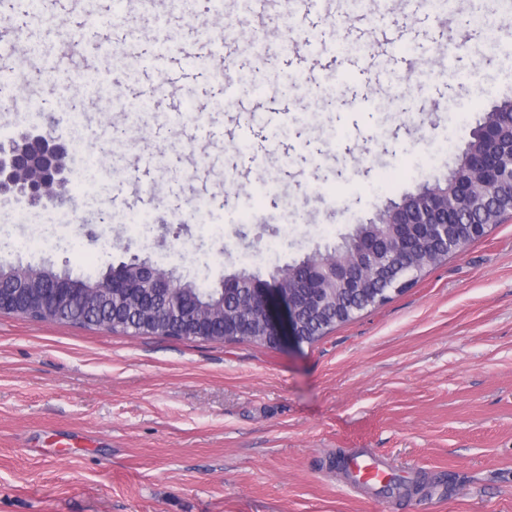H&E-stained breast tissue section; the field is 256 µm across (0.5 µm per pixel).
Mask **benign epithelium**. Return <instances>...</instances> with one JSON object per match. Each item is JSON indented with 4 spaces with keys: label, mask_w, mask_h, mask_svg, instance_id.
Instances as JSON below:
<instances>
[{
    "label": "benign epithelium",
    "mask_w": 512,
    "mask_h": 512,
    "mask_svg": "<svg viewBox=\"0 0 512 512\" xmlns=\"http://www.w3.org/2000/svg\"><path fill=\"white\" fill-rule=\"evenodd\" d=\"M479 144L467 145L460 156L458 169L469 179L454 176L442 190L426 195L410 193L398 201H391L380 214L381 223L391 228L388 238L370 241L360 240L354 252L363 264L358 267L337 265L333 269L336 287L349 288H407L414 279L413 265L406 256L390 253L400 248L406 228L418 224L421 236L442 251L453 247L448 235V225L467 224L470 232L479 234L483 225L474 215L496 204L487 191L505 181L504 158L499 150L496 127L483 125L473 132ZM68 143L49 130L22 132L17 141L0 145V196L13 197L29 207L62 208L71 205L67 194L55 190L65 181L64 159L68 157ZM135 279L127 276L126 267L120 263L109 265L108 273L98 281L92 295L112 309V298L130 294L143 308L153 301L165 305L176 304L183 321L184 336H212L213 322L200 315L192 301L183 298L169 277L162 275L152 265L140 262L135 266ZM319 275L316 269L308 270L296 281L293 290L285 293L276 278L250 280V294L246 303L257 316L268 336V344L278 348L300 347L308 336L304 313L320 300L316 293ZM41 293L46 303L62 304L74 308L84 304L83 285L75 283L67 293L49 280L41 283ZM27 307L19 304L13 294L0 292V312L24 316Z\"/></svg>",
    "instance_id": "benign-epithelium-1"
}]
</instances>
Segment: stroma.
<instances>
[{"label": "stroma", "mask_w": 512, "mask_h": 512, "mask_svg": "<svg viewBox=\"0 0 512 512\" xmlns=\"http://www.w3.org/2000/svg\"><path fill=\"white\" fill-rule=\"evenodd\" d=\"M473 1L442 24L429 0L368 12L330 0L300 16L293 43L322 37L298 59L273 32L282 0L258 24L242 0L163 20L115 14L113 0H42L36 18L0 5V67L28 65L39 42L105 70L110 95L90 109L85 144L100 154L104 205L168 226L146 242L92 211L55 247L38 225L10 224L26 247L0 250V263L80 274L135 255L212 288L333 248L447 178L482 117L512 97V69L483 56L492 37L512 46V13L477 0L487 22L467 26ZM102 43L129 68L114 69ZM475 68L486 82L463 88ZM289 74L299 85L281 92ZM153 89L137 125L112 104ZM180 107L203 109V122L173 127ZM195 194L216 202L208 223L191 219ZM270 247L273 260L237 258ZM356 448L385 454L399 477L450 474L402 512H512V219L297 349L0 314V512H389L345 489L336 458Z\"/></svg>", "instance_id": "1"}]
</instances>
